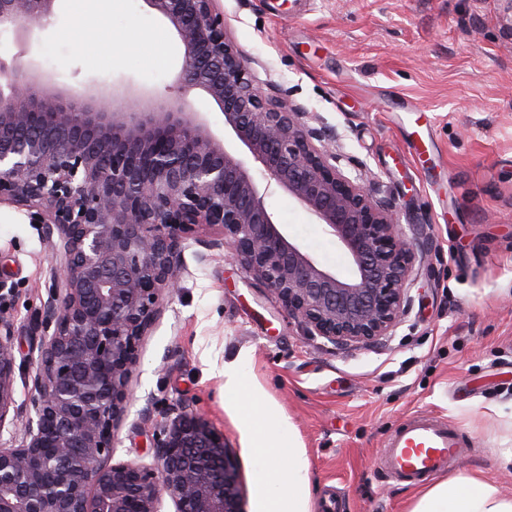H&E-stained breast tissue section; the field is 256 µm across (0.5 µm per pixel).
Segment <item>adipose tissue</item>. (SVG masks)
I'll list each match as a JSON object with an SVG mask.
<instances>
[{
  "instance_id": "obj_1",
  "label": "adipose tissue",
  "mask_w": 512,
  "mask_h": 512,
  "mask_svg": "<svg viewBox=\"0 0 512 512\" xmlns=\"http://www.w3.org/2000/svg\"><path fill=\"white\" fill-rule=\"evenodd\" d=\"M112 6L113 0H71V24L79 47L101 48L107 62L112 61L118 45L93 17ZM224 394L234 409H247L254 415L242 436L250 461L267 475L260 495L261 512H311L308 460L293 424L281 417L260 388H245L240 363L225 364ZM408 512H512V497L472 474L419 489Z\"/></svg>"
}]
</instances>
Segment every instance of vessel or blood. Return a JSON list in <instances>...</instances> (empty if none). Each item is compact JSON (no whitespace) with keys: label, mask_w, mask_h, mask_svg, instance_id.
<instances>
[{"label":"vessel or blood","mask_w":512,"mask_h":512,"mask_svg":"<svg viewBox=\"0 0 512 512\" xmlns=\"http://www.w3.org/2000/svg\"><path fill=\"white\" fill-rule=\"evenodd\" d=\"M462 448L457 430L447 419L416 415L388 436L380 468L391 478L416 485L452 467Z\"/></svg>","instance_id":"1"}]
</instances>
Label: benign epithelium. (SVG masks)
<instances>
[{
  "mask_svg": "<svg viewBox=\"0 0 512 512\" xmlns=\"http://www.w3.org/2000/svg\"><path fill=\"white\" fill-rule=\"evenodd\" d=\"M53 2L0 0V30L45 28ZM144 2L184 46L174 99L130 84L57 93L40 63H0V203L26 207L63 249L33 324L27 405L14 397V326L0 318V433L8 422L20 435L0 443V512H161L166 495L175 512H243L233 450L188 405L153 424L152 463H108L136 342L159 299L180 288L183 244L201 227L222 229L234 259L306 336L371 345L410 303L420 247L366 168L332 148L339 134L259 90L216 0ZM196 90L220 106L224 137L194 110ZM242 153L336 240L350 275L290 240Z\"/></svg>",
  "mask_w": 512,
  "mask_h": 512,
  "instance_id": "obj_1",
  "label": "benign epithelium"
}]
</instances>
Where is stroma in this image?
<instances>
[{"mask_svg":"<svg viewBox=\"0 0 512 512\" xmlns=\"http://www.w3.org/2000/svg\"><path fill=\"white\" fill-rule=\"evenodd\" d=\"M227 38L265 95L290 98L312 126L340 135L425 242L409 310L374 345L303 336L234 262L219 230L182 251L181 289L163 297L137 343L132 398L113 462L151 463L152 423L183 402L204 412L237 461L245 512L263 474L249 465L248 417L224 395V366L295 426L309 461L311 512H407L415 486L388 478L382 445L411 412L442 415L469 443L447 478L477 473L512 496V6L507 0H218ZM101 22L123 44L112 63L77 51L68 0L35 33L32 53L64 87L123 81L179 94L183 46L145 0H116ZM416 103L421 118L400 111ZM288 234L324 267L350 261L286 193L267 199ZM60 264L25 208L0 205V317L16 329L17 403H28L38 353L30 327ZM150 420H143V413Z\"/></svg>","mask_w":512,"mask_h":512,"instance_id":"35a3bbf8","label":"stroma"}]
</instances>
